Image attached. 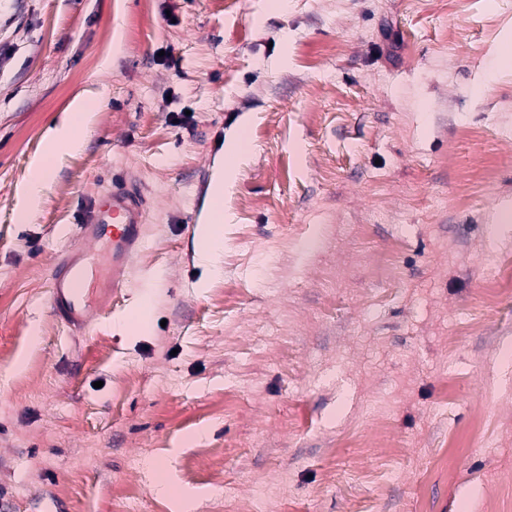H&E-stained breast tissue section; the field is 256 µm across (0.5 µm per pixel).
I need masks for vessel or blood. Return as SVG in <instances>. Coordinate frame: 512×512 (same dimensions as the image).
Listing matches in <instances>:
<instances>
[{"label": "vessel or blood", "instance_id": "b4317fda", "mask_svg": "<svg viewBox=\"0 0 512 512\" xmlns=\"http://www.w3.org/2000/svg\"><path fill=\"white\" fill-rule=\"evenodd\" d=\"M145 208L140 189L123 179L113 180L81 215L67 254L51 266L49 304L56 318L75 331L97 324L106 314L109 296L121 293L141 250ZM111 240L108 273L95 295L86 288L87 259L104 240Z\"/></svg>", "mask_w": 512, "mask_h": 512}]
</instances>
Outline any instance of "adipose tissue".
<instances>
[{"instance_id":"ef3b65f1","label":"adipose tissue","mask_w":512,"mask_h":512,"mask_svg":"<svg viewBox=\"0 0 512 512\" xmlns=\"http://www.w3.org/2000/svg\"><path fill=\"white\" fill-rule=\"evenodd\" d=\"M94 102V96H77L60 122L50 131L45 151L33 162L25 182L23 199L16 212L18 223L27 224L35 218L49 188L52 168L59 155L78 151L82 147L92 130ZM246 152V145L240 135L229 138L227 153L230 161L218 166L211 188L210 207L195 229L198 252L214 275L220 271L219 257L224 245L220 234V226L224 222V193L240 176L238 161Z\"/></svg>"}]
</instances>
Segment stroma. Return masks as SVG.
I'll use <instances>...</instances> for the list:
<instances>
[{"label": "stroma", "instance_id": "35a3bbf8", "mask_svg": "<svg viewBox=\"0 0 512 512\" xmlns=\"http://www.w3.org/2000/svg\"><path fill=\"white\" fill-rule=\"evenodd\" d=\"M507 25L512 0H0V512H124L129 493L171 512L160 460L198 512H499ZM100 88L17 223L49 129ZM240 130L213 278L195 227ZM116 175L146 197V248L76 335L48 272ZM154 272L150 330H122ZM474 415L485 437L448 484L434 457Z\"/></svg>", "mask_w": 512, "mask_h": 512}]
</instances>
